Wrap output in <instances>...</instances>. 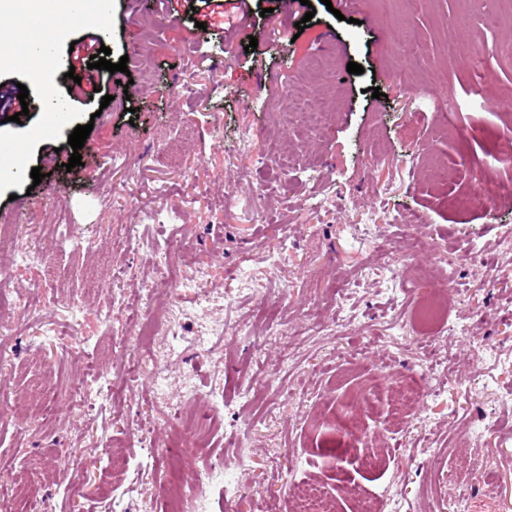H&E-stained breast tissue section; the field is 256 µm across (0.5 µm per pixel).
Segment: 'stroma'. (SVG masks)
I'll return each mask as SVG.
<instances>
[{"mask_svg":"<svg viewBox=\"0 0 512 512\" xmlns=\"http://www.w3.org/2000/svg\"><path fill=\"white\" fill-rule=\"evenodd\" d=\"M247 2V30L229 7L202 38L203 0H180L166 23L110 0L100 41L111 62L128 57L133 82L104 75L106 106L67 79L39 89L22 60L0 71V84L29 89L21 122L0 111V139L20 146L24 169L0 177V225L19 229L0 269L41 306L0 336L14 352L0 366V496L55 512L100 502L163 512L170 484L206 472V510L187 498L183 512H278L298 480L320 482L336 512H354L350 486L381 512H443L455 495L467 512H512V197L455 202L476 184L512 181L498 160L512 147V0H354L340 19L311 0L302 31L283 0ZM351 61L362 74L348 73ZM292 100L322 113L320 124L287 120ZM86 124L82 163L65 170L68 137ZM453 160L454 180L440 182L433 163ZM60 221L76 246L55 238ZM125 224L140 225V245L110 251ZM380 248L405 277L369 267ZM447 269L448 322L430 339L411 311ZM158 270L176 282L188 323L156 339L163 382L112 346L134 342L138 291ZM201 333L210 349L197 346ZM101 364L132 387L96 399ZM404 375L426 378L429 405L403 419L392 385ZM38 382L53 391L51 415L23 401ZM363 389L369 405L353 407L363 435L348 445L322 409ZM217 393L223 416L205 447L178 436L180 410ZM245 423L242 469L227 435ZM140 430L151 443L137 442ZM116 440L127 444L120 466ZM384 440L390 458L363 466ZM228 486L239 489L231 504Z\"/></svg>","mask_w":512,"mask_h":512,"instance_id":"35a3bbf8","label":"stroma"}]
</instances>
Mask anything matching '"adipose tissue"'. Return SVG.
Segmentation results:
<instances>
[{"instance_id": "1", "label": "adipose tissue", "mask_w": 512, "mask_h": 512, "mask_svg": "<svg viewBox=\"0 0 512 512\" xmlns=\"http://www.w3.org/2000/svg\"><path fill=\"white\" fill-rule=\"evenodd\" d=\"M81 12L89 22L104 27L107 18L106 0H0V19H25L37 26L43 20L55 23L54 38L32 40L27 45L26 60L35 80L43 88H51L56 79L54 69L47 67L46 59L52 53L55 37L65 35L73 12Z\"/></svg>"}]
</instances>
